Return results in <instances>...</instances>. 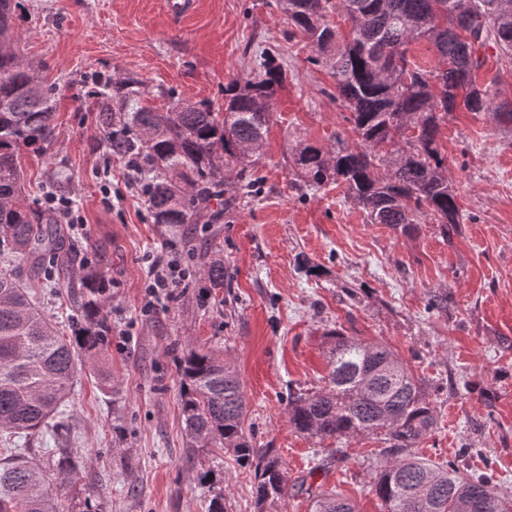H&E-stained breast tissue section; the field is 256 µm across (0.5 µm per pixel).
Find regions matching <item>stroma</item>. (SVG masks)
<instances>
[{
	"mask_svg": "<svg viewBox=\"0 0 512 512\" xmlns=\"http://www.w3.org/2000/svg\"><path fill=\"white\" fill-rule=\"evenodd\" d=\"M19 46L55 91V138L22 154L27 195L54 173L85 227L68 278L102 274L111 301L112 390L76 376L65 412L31 437L28 458L43 471L63 512L90 499L99 512H207L213 490L227 512H257L254 476L217 447L188 457L177 366L187 344L220 349L237 369L255 447L276 449L288 471L270 512H307L305 487L336 491L359 512H381L370 491L379 440L319 444L289 424V389L322 386L332 329L390 346L425 378L437 425L413 453L490 472L512 492V136L492 115L457 109L442 125L463 222L442 234L431 217L402 234L367 223L330 184L298 189L286 162L298 140L332 148L355 142L348 110L327 69L311 64L306 37L277 0H195L172 17L163 0H21ZM288 71L249 194L236 184L223 203L169 232L153 223L124 160L109 157L96 121L92 75L136 78L165 89L147 106L176 102L224 109V85L255 67L263 48ZM110 162V195L99 171ZM224 285L202 292L213 255ZM177 259L189 277L157 310L141 312L146 256ZM447 296L445 308L429 306ZM78 466L61 482L56 449ZM209 472L199 483L196 472Z\"/></svg>",
	"mask_w": 512,
	"mask_h": 512,
	"instance_id": "35a3bbf8",
	"label": "stroma"
}]
</instances>
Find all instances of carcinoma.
Wrapping results in <instances>:
<instances>
[{"label": "carcinoma", "mask_w": 512, "mask_h": 512, "mask_svg": "<svg viewBox=\"0 0 512 512\" xmlns=\"http://www.w3.org/2000/svg\"><path fill=\"white\" fill-rule=\"evenodd\" d=\"M504 0H279L290 24L309 40L313 64L331 70L356 142L323 148L298 140L290 148L294 175L308 187L343 186L370 224L403 233L432 215L443 235L462 223L441 124L457 108L489 112L512 126V107L479 82L486 51L512 60V13ZM19 0H0V512H60L43 471L18 441L62 413L78 367L90 368L112 391L108 347L112 325L99 285L87 275L79 314L56 320L35 301L45 279L76 261L67 227L50 206L26 197L21 152L42 154L55 136L54 88L22 60L14 20ZM338 11L354 33L333 38L327 16ZM429 42L438 64L426 70L408 45ZM286 72L274 51L257 68L224 85V111L180 104L172 112L141 106L145 85L135 78L99 77L97 121L108 151L127 160L142 182L153 223L176 228L224 196L237 177L244 193L254 160L241 153L263 146L274 97ZM209 287H224V261L207 266ZM329 372L315 391H288V422L321 443L372 435L393 459L376 470L371 491L383 512H512V496L493 474L463 473L454 463L407 454L436 425L425 379L391 347L333 329L327 332ZM180 414L189 450L220 444L254 471L258 512L284 497L287 469L272 448H256L244 428L243 383L224 353L187 346L178 363ZM61 480L76 462L59 449ZM311 512H357L342 496L322 491Z\"/></svg>", "instance_id": "carcinoma-1"}]
</instances>
